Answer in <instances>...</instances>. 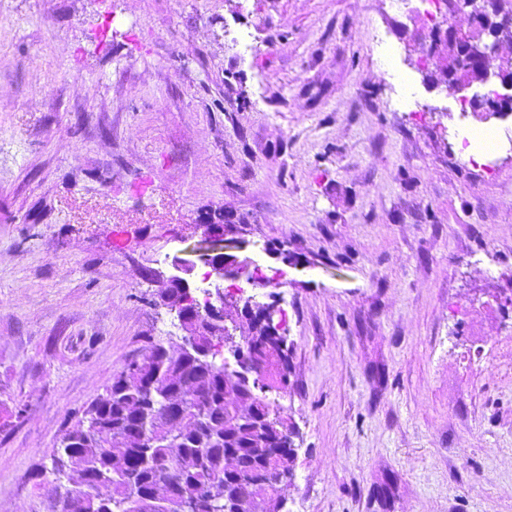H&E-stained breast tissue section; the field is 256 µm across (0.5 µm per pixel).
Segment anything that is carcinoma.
I'll list each match as a JSON object with an SVG mask.
<instances>
[{"label":"carcinoma","instance_id":"obj_1","mask_svg":"<svg viewBox=\"0 0 512 512\" xmlns=\"http://www.w3.org/2000/svg\"><path fill=\"white\" fill-rule=\"evenodd\" d=\"M485 41L512 38V28L487 26ZM429 79L477 84L478 70L446 58ZM251 335L240 348L264 363L261 388H288V355L280 350L258 314L248 317ZM207 356L195 351L173 354L152 345L137 362L138 378L125 368L105 393L93 399L81 418L66 429L53 455L51 473L93 478L111 468L99 500L90 503L78 488L59 501V512H132L131 504L171 483L191 496L203 495L229 512H252L256 501L266 512H281L279 476L292 473L294 449L287 418L274 412L254 380L232 381L224 372L220 348L224 335L200 337ZM191 378L204 400L181 385ZM237 463L224 473V461Z\"/></svg>","mask_w":512,"mask_h":512}]
</instances>
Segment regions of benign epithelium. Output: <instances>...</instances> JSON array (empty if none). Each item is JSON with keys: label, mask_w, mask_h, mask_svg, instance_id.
I'll list each match as a JSON object with an SVG mask.
<instances>
[{"label": "benign epithelium", "mask_w": 512, "mask_h": 512, "mask_svg": "<svg viewBox=\"0 0 512 512\" xmlns=\"http://www.w3.org/2000/svg\"><path fill=\"white\" fill-rule=\"evenodd\" d=\"M505 0H466L463 9L468 11L471 26L470 30L476 31L496 20H508L507 10L504 7ZM437 39L448 40L453 46L454 58L462 61L475 62L483 74V84H499L505 92L495 94L489 108L493 112H506L512 106V81L502 77L501 72L494 68L493 62L498 53L500 43L484 42L473 38L468 34L456 30H441ZM233 249L232 242L226 238L224 225L208 224L199 244L192 249L193 258L185 259L175 257L171 266L178 274L169 277L159 276L161 287L180 289V293L186 296V300L172 304L166 297H161L164 306L177 314L179 321H185L182 308L190 300L191 284L188 276L195 268L196 262H201L210 268L209 277L214 284V292L210 293L207 302L211 324L224 330V334H230L229 327L224 324V307L228 303L222 285L226 279H235L242 275L247 266L230 253ZM205 505L199 498L190 499L176 487H171L165 492L161 512H201Z\"/></svg>", "instance_id": "benign-epithelium-1"}]
</instances>
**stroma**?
<instances>
[{
    "instance_id": "35a3bbf8",
    "label": "stroma",
    "mask_w": 512,
    "mask_h": 512,
    "mask_svg": "<svg viewBox=\"0 0 512 512\" xmlns=\"http://www.w3.org/2000/svg\"><path fill=\"white\" fill-rule=\"evenodd\" d=\"M425 10L0 0V512H57L62 433L178 349L148 274L213 211L254 275L234 342L245 301L288 338L282 512H512V112L427 82Z\"/></svg>"
}]
</instances>
